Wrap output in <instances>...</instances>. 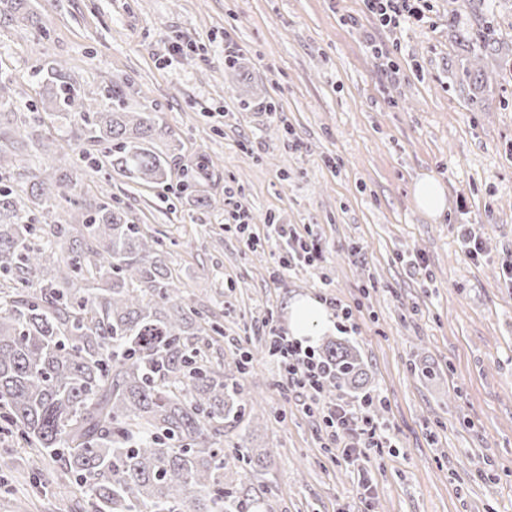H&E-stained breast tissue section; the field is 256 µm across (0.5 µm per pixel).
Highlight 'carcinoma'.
Returning <instances> with one entry per match:
<instances>
[{
  "label": "carcinoma",
  "instance_id": "cac0c4a2",
  "mask_svg": "<svg viewBox=\"0 0 512 512\" xmlns=\"http://www.w3.org/2000/svg\"><path fill=\"white\" fill-rule=\"evenodd\" d=\"M477 53L496 51L491 26L467 32ZM112 86L110 108L63 82L46 108L61 113L74 142L30 177L23 194L0 188V410L41 458H57L78 487L74 512H270L245 492L271 450L247 449L239 483H224V421L249 406L202 345L221 326L181 294L163 239L102 198L86 207L71 151L104 147L111 170L147 184L169 181L181 146L158 112L130 111ZM162 141L165 149L157 148ZM18 148L0 131V170ZM212 168L197 156L182 196ZM67 203L80 224H59ZM335 371L327 389L362 386L364 364L349 342L320 351Z\"/></svg>",
  "mask_w": 512,
  "mask_h": 512
}]
</instances>
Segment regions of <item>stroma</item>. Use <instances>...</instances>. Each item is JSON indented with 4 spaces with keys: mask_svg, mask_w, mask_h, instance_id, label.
Masks as SVG:
<instances>
[{
    "mask_svg": "<svg viewBox=\"0 0 512 512\" xmlns=\"http://www.w3.org/2000/svg\"><path fill=\"white\" fill-rule=\"evenodd\" d=\"M28 3L37 27L0 14V82L38 121L40 144L0 183L19 187L66 145L57 114L41 107L55 63L89 94L124 85L129 110L161 113L181 141L178 168L160 187L90 171L78 192L109 194L160 233L184 296L224 331L208 354L225 375L263 342L267 320L288 326L293 301L326 291L353 310L354 331L333 327L311 345L342 337L360 350L389 447L344 463L304 396L285 394L273 359L257 358L243 380L249 417L224 423L225 453L275 449L252 494L273 512H512V78L499 74L512 62V0H432L427 23L394 33L363 0ZM483 21L499 52L475 61L490 85L475 104L457 79L470 57L457 34ZM174 37L187 49L172 62ZM373 38L398 49L380 57ZM202 153L215 175L201 181L199 207L176 193ZM427 175L445 187L437 218L412 194ZM231 199L256 236L272 222L310 226L322 269L274 278L275 245L226 230ZM467 222L480 227L476 260L462 251ZM0 456L13 461L0 471V512H69L76 488L57 479L55 460L32 464L5 431Z\"/></svg>",
    "mask_w": 512,
    "mask_h": 512,
    "instance_id": "obj_1",
    "label": "stroma"
}]
</instances>
